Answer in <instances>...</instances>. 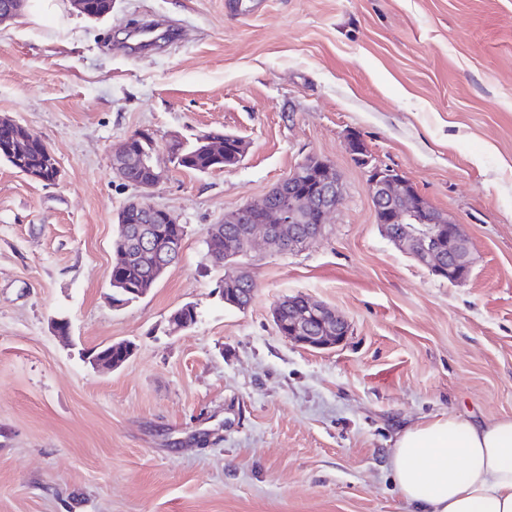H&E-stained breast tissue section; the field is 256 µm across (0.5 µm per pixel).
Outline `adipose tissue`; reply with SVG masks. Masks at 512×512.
<instances>
[{
	"label": "adipose tissue",
	"instance_id": "ef3b65f1",
	"mask_svg": "<svg viewBox=\"0 0 512 512\" xmlns=\"http://www.w3.org/2000/svg\"><path fill=\"white\" fill-rule=\"evenodd\" d=\"M389 465L414 512H512V416L420 420L398 434Z\"/></svg>",
	"mask_w": 512,
	"mask_h": 512
}]
</instances>
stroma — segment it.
Wrapping results in <instances>:
<instances>
[{
	"mask_svg": "<svg viewBox=\"0 0 512 512\" xmlns=\"http://www.w3.org/2000/svg\"><path fill=\"white\" fill-rule=\"evenodd\" d=\"M0 24V115L50 146L47 185L0 162V512H411L388 470L397 433L443 413L512 415V0H112L92 21ZM173 37L135 48L128 28ZM136 130L185 228L143 298L112 306L118 211L139 195L110 151ZM242 137L233 168L176 166L172 140ZM356 134L461 225L451 284L382 234ZM310 156L344 199L300 251L256 244L246 309L225 305L208 225ZM301 295L349 321L326 350L281 336ZM192 304L194 326L172 331ZM70 324V339L52 330ZM135 345L102 370L92 351Z\"/></svg>",
	"mask_w": 512,
	"mask_h": 512,
	"instance_id": "obj_1",
	"label": "stroma"
}]
</instances>
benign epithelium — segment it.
Listing matches in <instances>:
<instances>
[{
  "mask_svg": "<svg viewBox=\"0 0 512 512\" xmlns=\"http://www.w3.org/2000/svg\"><path fill=\"white\" fill-rule=\"evenodd\" d=\"M0 122L16 130L0 145V153L20 165L27 163L39 138L11 116L1 115ZM146 138L147 132L136 130L112 150V169L122 181H127L128 170L140 163L133 145ZM45 155L47 163L53 167L51 178L30 166L21 174L56 184L61 180L60 166L51 149H45ZM358 161L365 171L367 192L385 236L434 276L451 284L467 281L472 273L473 258L468 239L459 225L433 208L400 170L373 160L369 154L359 156ZM342 199L343 186L333 163L309 157L263 198L224 216V223L239 225L224 235V252L246 253L258 240L278 252L302 247L321 234L322 225L328 223ZM161 221L171 223L173 215L141 199L128 201L119 215V223L127 225L129 239L122 259L150 260L155 268H168L171 258L180 255L183 239L170 238L165 245H160L163 235L156 224ZM410 224H424L427 230L412 234L408 232ZM273 314L278 328L288 334V339L307 349L333 347L348 335L349 325L343 316L306 297L281 299Z\"/></svg>",
  "mask_w": 512,
  "mask_h": 512,
  "instance_id": "1",
  "label": "benign epithelium"
}]
</instances>
